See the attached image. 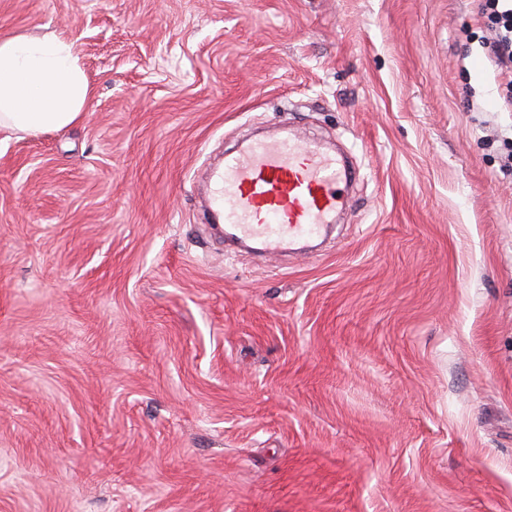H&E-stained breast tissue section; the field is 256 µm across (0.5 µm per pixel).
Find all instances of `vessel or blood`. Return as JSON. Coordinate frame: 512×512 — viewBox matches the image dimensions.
Listing matches in <instances>:
<instances>
[{
  "instance_id": "obj_1",
  "label": "vessel or blood",
  "mask_w": 512,
  "mask_h": 512,
  "mask_svg": "<svg viewBox=\"0 0 512 512\" xmlns=\"http://www.w3.org/2000/svg\"><path fill=\"white\" fill-rule=\"evenodd\" d=\"M344 162L292 134L243 142L215 173L212 213L232 242L277 256L319 237L346 202Z\"/></svg>"
}]
</instances>
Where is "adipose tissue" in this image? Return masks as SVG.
Here are the masks:
<instances>
[{
    "instance_id": "1",
    "label": "adipose tissue",
    "mask_w": 512,
    "mask_h": 512,
    "mask_svg": "<svg viewBox=\"0 0 512 512\" xmlns=\"http://www.w3.org/2000/svg\"><path fill=\"white\" fill-rule=\"evenodd\" d=\"M91 95L77 54L59 36L0 41V127L29 134L66 128Z\"/></svg>"
}]
</instances>
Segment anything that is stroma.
Returning a JSON list of instances; mask_svg holds the SVG:
<instances>
[{
    "label": "stroma",
    "mask_w": 512,
    "mask_h": 512,
    "mask_svg": "<svg viewBox=\"0 0 512 512\" xmlns=\"http://www.w3.org/2000/svg\"><path fill=\"white\" fill-rule=\"evenodd\" d=\"M478 0H0L93 89L0 130V512H512V127ZM349 150L314 255L225 249L249 130Z\"/></svg>",
    "instance_id": "stroma-1"
}]
</instances>
